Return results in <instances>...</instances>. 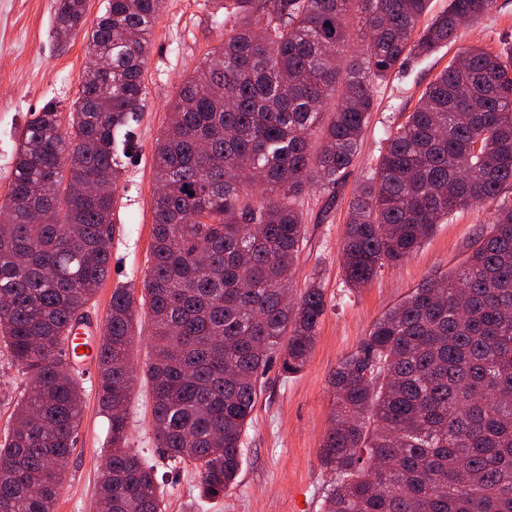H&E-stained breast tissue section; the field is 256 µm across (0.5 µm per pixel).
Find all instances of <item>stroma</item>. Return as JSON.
Here are the masks:
<instances>
[{
	"instance_id": "1",
	"label": "stroma",
	"mask_w": 512,
	"mask_h": 512,
	"mask_svg": "<svg viewBox=\"0 0 512 512\" xmlns=\"http://www.w3.org/2000/svg\"><path fill=\"white\" fill-rule=\"evenodd\" d=\"M224 5L225 0H165L153 25L143 74L146 99L116 191L110 272L87 306L99 320L107 318L113 288L140 287L147 272L156 140L185 79L238 23V15L228 13ZM55 8L56 0H0V199L12 178L20 129L50 100L58 102L61 122H68L70 105L78 96L87 40L79 34L56 45L51 33ZM510 42L512 0H496L489 16L462 26L455 41L428 56L409 58L401 69L373 84L375 108L342 185L314 186L301 204L304 239L295 260L293 290L301 292L311 280H319L326 302L314 350L295 374L284 372L280 360L270 362L244 438L239 476L223 495L199 497L193 463L169 468L154 443L148 386L136 380L129 408L130 446L154 462L164 512H321L333 479L320 454L333 408L331 373L356 351L373 323L426 277L464 267L498 203L457 211L416 253L382 269L360 289L345 284L340 267L349 206L371 177L388 134L405 123L436 76L466 48L495 51ZM78 377L84 390L82 421L54 512H94L97 475L107 450L99 373L82 371ZM27 388V376L10 362L0 343V438Z\"/></svg>"
}]
</instances>
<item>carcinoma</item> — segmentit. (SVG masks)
Returning <instances> with one entry per match:
<instances>
[{"instance_id":"obj_1","label":"carcinoma","mask_w":512,"mask_h":512,"mask_svg":"<svg viewBox=\"0 0 512 512\" xmlns=\"http://www.w3.org/2000/svg\"><path fill=\"white\" fill-rule=\"evenodd\" d=\"M165 0H106L85 33L102 66L81 75L61 128L49 101L21 131L0 202V339L30 380L0 441V512H54L82 418L73 331L109 273L120 153L143 108L150 34ZM242 24L188 78L154 152L151 261L141 301L113 289L95 347L109 455L96 512H161L151 465L128 443L135 304L148 309L156 445L199 463L198 489L235 483L259 376L303 369L326 308L319 283L288 301L303 241L297 202L336 185L375 107L371 86L450 44L495 0H232ZM88 0H57L55 42ZM359 14L364 48L347 54ZM512 188V52L469 48L390 133L352 202L342 272L365 287L453 213ZM330 384L322 512H512V204L463 270L432 275L372 325Z\"/></svg>"}]
</instances>
